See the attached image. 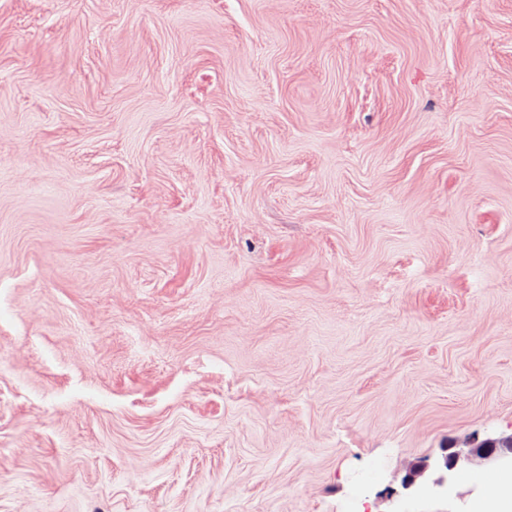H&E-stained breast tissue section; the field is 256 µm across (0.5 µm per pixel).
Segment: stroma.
I'll return each instance as SVG.
<instances>
[{
    "instance_id": "35a3bbf8",
    "label": "stroma",
    "mask_w": 512,
    "mask_h": 512,
    "mask_svg": "<svg viewBox=\"0 0 512 512\" xmlns=\"http://www.w3.org/2000/svg\"><path fill=\"white\" fill-rule=\"evenodd\" d=\"M473 434L512 0H0V512H360Z\"/></svg>"
}]
</instances>
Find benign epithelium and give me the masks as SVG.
Segmentation results:
<instances>
[{
	"mask_svg": "<svg viewBox=\"0 0 512 512\" xmlns=\"http://www.w3.org/2000/svg\"><path fill=\"white\" fill-rule=\"evenodd\" d=\"M512 458V434L479 438L472 435L444 449L441 459L425 460L408 468L402 487L415 493L427 491L435 494L447 492L455 481V474L469 465L496 467Z\"/></svg>",
	"mask_w": 512,
	"mask_h": 512,
	"instance_id": "7a95c632",
	"label": "benign epithelium"
}]
</instances>
